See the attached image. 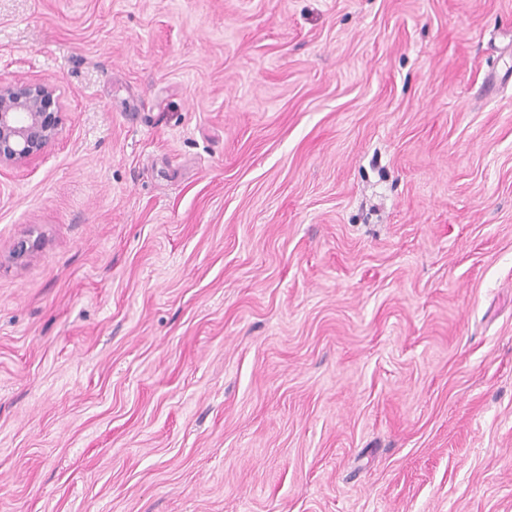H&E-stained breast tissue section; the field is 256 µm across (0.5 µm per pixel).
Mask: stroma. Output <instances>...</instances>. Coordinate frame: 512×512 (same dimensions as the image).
I'll return each instance as SVG.
<instances>
[{"mask_svg": "<svg viewBox=\"0 0 512 512\" xmlns=\"http://www.w3.org/2000/svg\"><path fill=\"white\" fill-rule=\"evenodd\" d=\"M15 79L0 512H512V0H0ZM57 89L42 81H0V168L24 167L42 156L62 124Z\"/></svg>", "mask_w": 512, "mask_h": 512, "instance_id": "1", "label": "stroma"}]
</instances>
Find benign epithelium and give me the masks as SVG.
I'll use <instances>...</instances> for the list:
<instances>
[{"label":"benign epithelium","mask_w":512,"mask_h":512,"mask_svg":"<svg viewBox=\"0 0 512 512\" xmlns=\"http://www.w3.org/2000/svg\"><path fill=\"white\" fill-rule=\"evenodd\" d=\"M62 124L57 89L45 82L0 81V168L24 167L42 156Z\"/></svg>","instance_id":"benign-epithelium-1"}]
</instances>
